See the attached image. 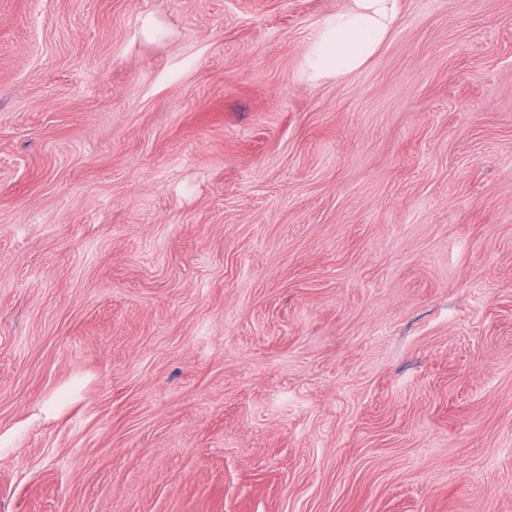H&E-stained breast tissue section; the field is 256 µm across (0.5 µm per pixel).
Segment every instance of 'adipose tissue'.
<instances>
[{"label":"adipose tissue","mask_w":512,"mask_h":512,"mask_svg":"<svg viewBox=\"0 0 512 512\" xmlns=\"http://www.w3.org/2000/svg\"><path fill=\"white\" fill-rule=\"evenodd\" d=\"M398 0H347L323 21L306 49L313 76L342 77L361 69L386 40Z\"/></svg>","instance_id":"ef3b65f1"}]
</instances>
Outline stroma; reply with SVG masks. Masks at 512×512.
<instances>
[{
    "mask_svg": "<svg viewBox=\"0 0 512 512\" xmlns=\"http://www.w3.org/2000/svg\"><path fill=\"white\" fill-rule=\"evenodd\" d=\"M0 0V512H512V0ZM398 0H347L323 21L306 49L314 77H342L361 69L386 40Z\"/></svg>",
    "mask_w": 512,
    "mask_h": 512,
    "instance_id": "obj_1",
    "label": "stroma"
}]
</instances>
